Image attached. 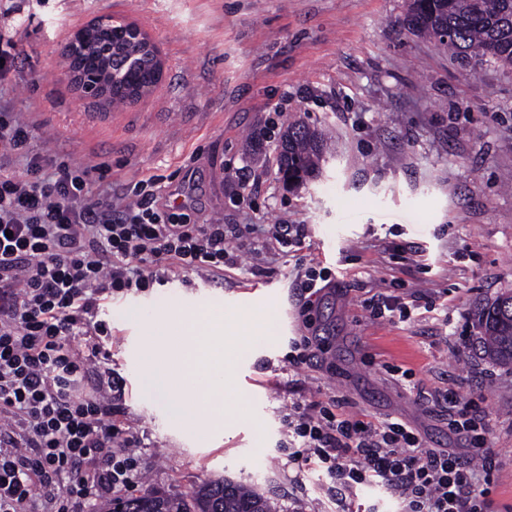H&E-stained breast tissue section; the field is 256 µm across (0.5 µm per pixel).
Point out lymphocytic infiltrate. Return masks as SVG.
Wrapping results in <instances>:
<instances>
[{"label": "lymphocytic infiltrate", "mask_w": 512, "mask_h": 512, "mask_svg": "<svg viewBox=\"0 0 512 512\" xmlns=\"http://www.w3.org/2000/svg\"><path fill=\"white\" fill-rule=\"evenodd\" d=\"M31 129L0 109V512H102L142 480L138 432L125 421L121 384L86 389L72 337L103 335L102 301L164 283L169 273L220 279L251 251L253 224H177L147 181L116 206L96 167L51 164L29 152ZM24 156L26 170L11 166ZM432 299L365 300L374 319H411ZM472 451L465 460L427 445L407 423L345 412L339 396L292 398L288 464L313 466L346 503L360 485L379 489L396 512H494L487 489L499 461L486 412L454 389L426 397Z\"/></svg>", "instance_id": "1"}]
</instances>
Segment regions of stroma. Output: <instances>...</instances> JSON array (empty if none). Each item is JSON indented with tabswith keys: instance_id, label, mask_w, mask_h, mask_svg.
Masks as SVG:
<instances>
[{
	"instance_id": "obj_1",
	"label": "stroma",
	"mask_w": 512,
	"mask_h": 512,
	"mask_svg": "<svg viewBox=\"0 0 512 512\" xmlns=\"http://www.w3.org/2000/svg\"><path fill=\"white\" fill-rule=\"evenodd\" d=\"M405 9L406 0H0L17 40L0 106L33 122L30 151L107 164L117 197L154 179L160 202L195 224L307 227L302 249L240 253L222 281L182 275L103 302L108 335L73 339L89 378L107 371L125 386L124 417L144 443L142 490L177 495L224 476L279 512H336L324 472L286 465L279 381L289 341L315 336L326 350L299 369L298 393L343 397L347 413L397 418L464 457L470 449L416 392L482 397L500 461L491 497L499 512L512 508V367L482 355L474 321L479 305L512 290V70L462 66L405 30ZM104 16L137 24L163 66L149 93L118 109L82 97L60 53ZM296 117L326 131L329 152L318 178L291 191L274 148ZM237 169L245 183L233 204L226 174ZM409 242L420 262L411 270L394 257ZM309 262L340 286L307 312L296 273ZM385 290L437 305L410 323L371 319L363 302ZM202 310L273 326L226 347L239 397L225 401L213 443L171 421L142 388L138 361L141 316Z\"/></svg>"
}]
</instances>
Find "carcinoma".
I'll return each mask as SVG.
<instances>
[{
	"label": "carcinoma",
	"instance_id": "cac0c4a2",
	"mask_svg": "<svg viewBox=\"0 0 512 512\" xmlns=\"http://www.w3.org/2000/svg\"><path fill=\"white\" fill-rule=\"evenodd\" d=\"M410 33L436 41L469 66L490 61L512 68V0H408L402 20ZM110 63L106 82L114 104L134 102L132 89L156 78L142 46L115 28L95 36L79 65L87 69ZM279 143L280 170L288 184L300 185L319 175L325 153L321 131L303 122L288 125ZM484 353L496 364L512 366V291L478 312ZM125 512H276V505L254 489L224 477L181 495L152 492L119 501Z\"/></svg>",
	"mask_w": 512,
	"mask_h": 512
}]
</instances>
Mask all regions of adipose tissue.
I'll return each mask as SVG.
<instances>
[{"label":"adipose tissue","instance_id":"obj_1","mask_svg":"<svg viewBox=\"0 0 512 512\" xmlns=\"http://www.w3.org/2000/svg\"><path fill=\"white\" fill-rule=\"evenodd\" d=\"M223 317L197 311L146 322L141 368L147 389L169 398L172 418L201 437L209 436L224 400L233 396L227 382ZM188 399H172L174 388Z\"/></svg>","mask_w":512,"mask_h":512}]
</instances>
